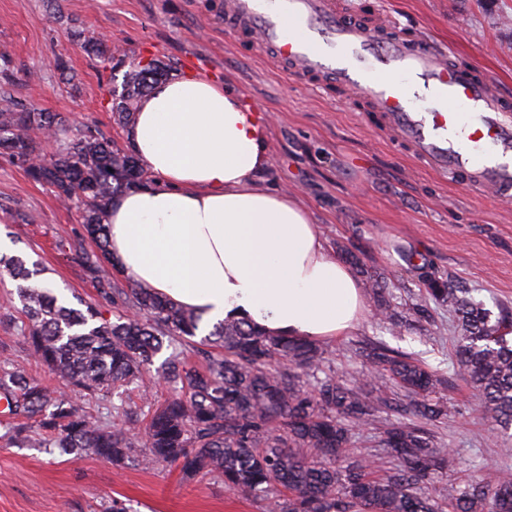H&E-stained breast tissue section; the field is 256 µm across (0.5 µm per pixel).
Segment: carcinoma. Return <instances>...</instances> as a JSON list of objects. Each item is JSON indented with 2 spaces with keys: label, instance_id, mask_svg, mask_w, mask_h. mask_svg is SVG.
Instances as JSON below:
<instances>
[{
  "label": "carcinoma",
  "instance_id": "carcinoma-1",
  "mask_svg": "<svg viewBox=\"0 0 512 512\" xmlns=\"http://www.w3.org/2000/svg\"><path fill=\"white\" fill-rule=\"evenodd\" d=\"M169 74L157 60L139 61L121 87H107L116 124L130 125L140 99ZM0 102V153L52 186L60 200L82 201V223L100 251L83 262L98 295L121 311L111 322L93 305L71 307L22 258L0 257L17 282L23 343L66 385L55 390L17 370L13 337H1V441L90 454L117 466L175 465L186 477L205 473L243 498L262 499L273 512H512L508 469L490 475L476 467L440 497L429 489L430 466L458 465L423 425L443 414L435 400L444 383L438 372L376 345L368 353L366 389H355L336 377L326 348L270 336L244 320L212 324L197 345L202 315L113 281L100 265L109 255L104 213L115 196L150 182L144 164L96 126L76 127L62 140L50 113L4 90ZM45 136L57 142L48 159L40 152ZM426 295L455 314L457 356L476 411L512 427V309L502 307L493 318L436 278ZM163 353L161 377L175 394L145 412L150 369ZM191 354L204 365H193ZM381 412L402 419L378 440L393 464L375 475L352 450L353 430Z\"/></svg>",
  "mask_w": 512,
  "mask_h": 512
}]
</instances>
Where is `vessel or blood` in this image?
<instances>
[{"label": "vessel or blood", "instance_id": "vessel-or-blood-1", "mask_svg": "<svg viewBox=\"0 0 512 512\" xmlns=\"http://www.w3.org/2000/svg\"><path fill=\"white\" fill-rule=\"evenodd\" d=\"M224 23L286 73L350 95L439 177L512 201V97L453 51L339 0H226Z\"/></svg>", "mask_w": 512, "mask_h": 512}]
</instances>
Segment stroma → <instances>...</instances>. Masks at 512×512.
Masks as SVG:
<instances>
[{
    "label": "stroma",
    "mask_w": 512,
    "mask_h": 512,
    "mask_svg": "<svg viewBox=\"0 0 512 512\" xmlns=\"http://www.w3.org/2000/svg\"><path fill=\"white\" fill-rule=\"evenodd\" d=\"M390 15L482 71L512 96V0H342ZM104 39L111 62L87 54L71 31ZM63 57L67 76L54 66ZM159 60L173 72H203L232 85L268 118L271 165L265 184L299 195L329 248L360 258L363 317L345 336L324 340L337 376L362 385L363 350L375 344L411 354L446 378L438 399L447 414L428 425L459 458L433 469L430 488L467 478L468 463L512 469V439H502L472 410L473 392L456 357L447 306L400 329L376 313L372 282L398 304L415 303L425 274L467 289L489 309L512 308V203L443 179L384 134L376 115L347 99L283 74L262 49L224 29V0H0V86L20 103L55 115L62 127L93 121L118 145L105 88L137 61ZM96 252L76 205L0 155V253L39 262L40 279L66 301L81 298L114 320L76 252ZM268 512L207 476L183 478L173 466L117 468L91 456L0 447V512Z\"/></svg>",
    "instance_id": "35a3bbf8"
}]
</instances>
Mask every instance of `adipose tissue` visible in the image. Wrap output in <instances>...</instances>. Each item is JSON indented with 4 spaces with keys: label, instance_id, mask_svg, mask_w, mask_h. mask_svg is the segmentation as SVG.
<instances>
[{
    "label": "adipose tissue",
    "instance_id": "adipose-tissue-1",
    "mask_svg": "<svg viewBox=\"0 0 512 512\" xmlns=\"http://www.w3.org/2000/svg\"><path fill=\"white\" fill-rule=\"evenodd\" d=\"M127 137L153 182L120 194L105 218L124 279L273 336L318 340L356 328L361 285L298 196L260 185L266 120L237 90L174 75L142 97Z\"/></svg>",
    "mask_w": 512,
    "mask_h": 512
}]
</instances>
